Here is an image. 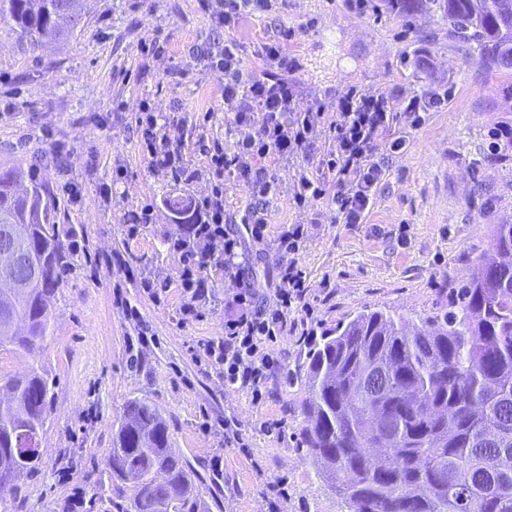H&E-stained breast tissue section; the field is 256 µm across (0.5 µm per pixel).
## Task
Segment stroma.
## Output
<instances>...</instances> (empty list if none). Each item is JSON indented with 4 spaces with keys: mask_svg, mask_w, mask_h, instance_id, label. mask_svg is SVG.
Listing matches in <instances>:
<instances>
[{
    "mask_svg": "<svg viewBox=\"0 0 512 512\" xmlns=\"http://www.w3.org/2000/svg\"><path fill=\"white\" fill-rule=\"evenodd\" d=\"M85 12L84 30L35 49L14 43L0 25V165L19 162L48 181L71 252L49 303L52 336L31 356L0 348V384L33 369L55 382L40 474L9 512H121L129 505L130 493L115 492L108 480L107 453L133 399L166 418L171 448L192 464L212 512H344L300 443L304 393L293 377L304 370L306 346L279 338L257 403L197 366L194 349L223 336L224 302L241 282L252 283L257 304L271 296L286 260L275 240L302 215L310 225L298 258L316 301L314 335L367 309L417 324L447 307L488 255L494 225L512 222V144L488 151L489 131L512 127V70L489 69L442 21L408 22L376 10L373 0L361 7L356 0H275L270 12L229 33L201 0H85ZM287 30L288 55L299 64L290 72L262 56L265 43ZM228 36L240 44L243 70L287 75L315 106L335 104L354 86L388 90L398 101L448 99L421 127H401L407 148L387 160L365 223H336L324 199L309 200L301 214L293 208L295 173L320 174L324 138L295 162L267 161L274 188L265 199L264 241L241 222L254 201L251 186L225 177L224 215L243 256L236 269L203 270L210 300L201 318L186 320L172 249L185 227L166 201L201 198L210 184L153 171L136 113L146 103L159 119L184 116L167 133L189 167L203 162L198 142L218 140L234 151L241 131L199 54ZM152 39L163 55L141 54V42ZM204 103L211 116H203ZM148 204L152 222L129 236V218ZM146 275L168 282L161 302L144 295ZM228 417L238 421L246 448L225 443ZM276 480L286 482L288 495L265 502L266 485Z\"/></svg>",
    "mask_w": 512,
    "mask_h": 512,
    "instance_id": "stroma-1",
    "label": "stroma"
}]
</instances>
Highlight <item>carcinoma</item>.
Returning a JSON list of instances; mask_svg holds the SVG:
<instances>
[{
	"mask_svg": "<svg viewBox=\"0 0 512 512\" xmlns=\"http://www.w3.org/2000/svg\"><path fill=\"white\" fill-rule=\"evenodd\" d=\"M406 20L436 16L489 68L512 69V0H382ZM7 35L36 48L85 27L84 0H0ZM179 224L191 206L167 202ZM40 270L0 290V347L23 352L51 335L46 298L60 286L68 248L50 185L21 166L0 169V228ZM493 256L458 288L448 310L412 324L365 310L324 331L306 354L307 424L301 443L348 512H512V223L493 225ZM0 402V488L19 496L40 472L52 402L32 370ZM112 485L134 490L125 512H211L188 462L172 453L166 419L132 400L112 434Z\"/></svg>",
	"mask_w": 512,
	"mask_h": 512,
	"instance_id": "1",
	"label": "carcinoma"
}]
</instances>
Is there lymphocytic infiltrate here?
<instances>
[{
  "mask_svg": "<svg viewBox=\"0 0 512 512\" xmlns=\"http://www.w3.org/2000/svg\"><path fill=\"white\" fill-rule=\"evenodd\" d=\"M274 0H210L216 23L235 27L241 19L271 11ZM211 69L222 75L225 110L243 135L234 152H226L220 142L201 145L205 158L200 169H188L180 149L173 147L163 125L149 109H142L136 119L150 164L154 170L171 174L175 180L191 182L208 177L210 193L195 202L193 222L184 237L173 247L183 263L182 289L186 295L183 313L201 317L210 295L201 275L206 264L232 268L241 241L224 224V176L238 173L251 182L258 195L271 192L264 162L306 151L317 129L327 128L332 146L320 160L321 168L331 174V182L299 170L296 208H303L307 198L329 197L335 219L342 224L364 223L381 187L386 170L381 153L398 154L406 145L395 133L397 125L416 128L422 125L438 98L414 95L395 104L385 92L351 88L336 104L334 112L303 106L287 79L248 74L240 66L239 45L228 38L206 52ZM305 225L292 224L278 237V247L289 259L279 271V283L265 306H257L252 285H241L228 302L224 335L200 342L198 362L214 369L224 378V386L249 391L253 399L262 396L273 360L270 347L279 336L307 326L314 315L307 274L297 254L306 236Z\"/></svg>",
  "mask_w": 512,
  "mask_h": 512,
  "instance_id": "f902f5d3",
  "label": "lymphocytic infiltrate"
}]
</instances>
